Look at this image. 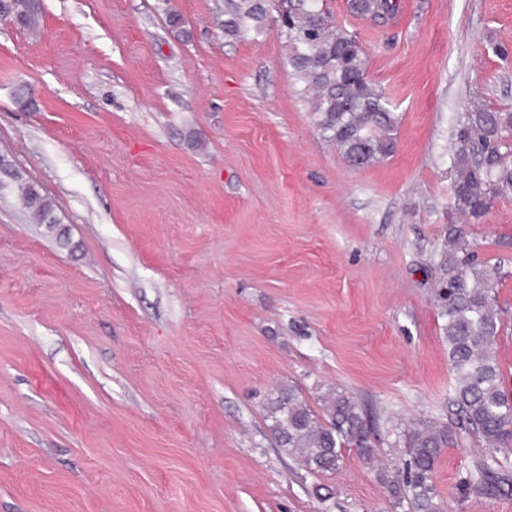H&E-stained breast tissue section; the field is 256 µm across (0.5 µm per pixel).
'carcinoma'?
Listing matches in <instances>:
<instances>
[{
  "mask_svg": "<svg viewBox=\"0 0 512 512\" xmlns=\"http://www.w3.org/2000/svg\"><path fill=\"white\" fill-rule=\"evenodd\" d=\"M286 24L277 32L285 40L287 62L304 89L313 92L317 124L344 157L355 166L391 156L396 149L398 116L383 89L365 77L366 56L356 38L332 25L324 0H288ZM399 0H356L351 13L383 27L397 18ZM272 0H224V36L236 38L252 30L270 29ZM41 6L32 0L20 24L36 30ZM512 115L477 108L456 131L452 153L453 208L467 220L479 221L494 198L512 195V153L505 135ZM34 219L49 229L57 225L53 202L34 184L22 187ZM465 229H448L447 277L436 296L454 373L452 403L457 425L492 447L512 452V394L505 387L495 343L503 328L490 275L468 258ZM327 418L321 420L294 390L271 402L268 417L281 445L297 453L316 471H335L341 450L355 448L369 459L374 454L371 432L354 401L342 393L329 398ZM454 429L417 425L405 434L403 470L386 478L394 504H407L410 512H439L434 472L441 449L453 444ZM464 485L488 495L512 491V479L496 471L489 461L476 462Z\"/></svg>",
  "mask_w": 512,
  "mask_h": 512,
  "instance_id": "obj_1",
  "label": "carcinoma"
}]
</instances>
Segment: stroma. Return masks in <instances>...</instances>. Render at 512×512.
<instances>
[{
  "label": "stroma",
  "mask_w": 512,
  "mask_h": 512,
  "mask_svg": "<svg viewBox=\"0 0 512 512\" xmlns=\"http://www.w3.org/2000/svg\"><path fill=\"white\" fill-rule=\"evenodd\" d=\"M400 3L381 28L325 0L399 118L361 168L275 30L225 37L224 0H42L34 34L0 12V155L59 221L0 190V512H407L380 476L409 428L457 421L435 296L463 222L448 146L474 107L512 112V0ZM467 241L512 392V195ZM288 387L319 414L350 397L373 459L309 470L270 429ZM489 457L512 477L457 431L440 512H512L463 484ZM22 195L34 219L39 224H46L53 230L57 223L53 202L44 196L35 184L22 186Z\"/></svg>",
  "instance_id": "obj_1"
}]
</instances>
